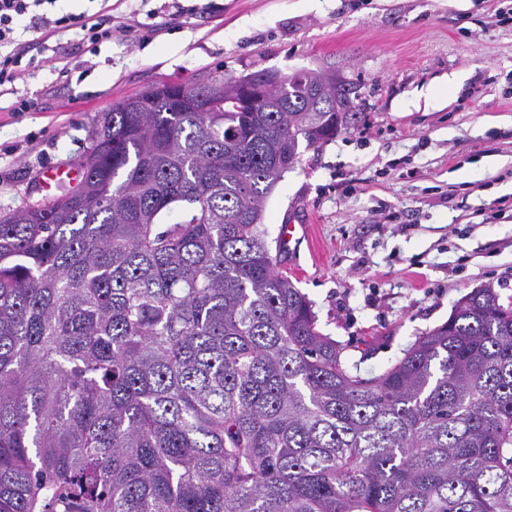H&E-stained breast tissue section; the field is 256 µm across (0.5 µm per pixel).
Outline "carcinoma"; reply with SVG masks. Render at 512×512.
I'll list each match as a JSON object with an SVG mask.
<instances>
[{
	"label": "carcinoma",
	"mask_w": 512,
	"mask_h": 512,
	"mask_svg": "<svg viewBox=\"0 0 512 512\" xmlns=\"http://www.w3.org/2000/svg\"><path fill=\"white\" fill-rule=\"evenodd\" d=\"M266 77L125 99L76 187L0 217V512H512V300L361 373L263 227L351 90Z\"/></svg>",
	"instance_id": "carcinoma-1"
}]
</instances>
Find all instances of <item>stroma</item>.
<instances>
[{
    "label": "stroma",
    "instance_id": "stroma-1",
    "mask_svg": "<svg viewBox=\"0 0 512 512\" xmlns=\"http://www.w3.org/2000/svg\"><path fill=\"white\" fill-rule=\"evenodd\" d=\"M124 38L0 97V216L80 180L99 112L160 82L311 68L358 88L357 116L267 198V241L322 332L381 372L489 285L512 297V0H57ZM457 83L439 105L426 88ZM33 98L12 111L15 96ZM63 170L48 184L43 175ZM305 225L294 250L283 223Z\"/></svg>",
    "mask_w": 512,
    "mask_h": 512
}]
</instances>
